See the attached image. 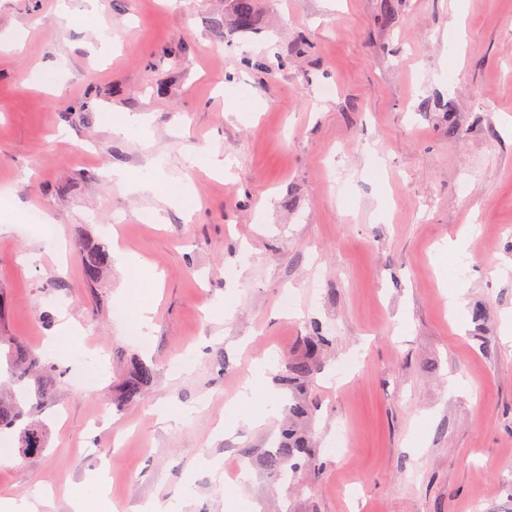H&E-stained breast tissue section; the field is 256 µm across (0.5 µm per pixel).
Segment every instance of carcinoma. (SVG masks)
Instances as JSON below:
<instances>
[{"label": "carcinoma", "mask_w": 512, "mask_h": 512, "mask_svg": "<svg viewBox=\"0 0 512 512\" xmlns=\"http://www.w3.org/2000/svg\"><path fill=\"white\" fill-rule=\"evenodd\" d=\"M234 14L239 28H249L254 14L253 0H234ZM111 262V255L103 249L84 250L81 266L85 281H97ZM326 342L327 338L318 331L305 337L301 354L288 362V369L281 376V382L292 390L293 398L288 404V424L281 429L277 447L268 451L261 461L264 473L272 481L297 485L301 473L317 463V449L311 446L299 422L311 414L312 402L305 387ZM0 358L5 359L9 368V382L0 384V438L11 442L19 458L30 459L48 446L49 427L40 415L54 394L61 371L11 336H0ZM155 377L152 365L136 355L129 357L127 373L117 386L118 406L139 402Z\"/></svg>", "instance_id": "obj_1"}]
</instances>
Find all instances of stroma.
I'll return each instance as SVG.
<instances>
[{"mask_svg": "<svg viewBox=\"0 0 512 512\" xmlns=\"http://www.w3.org/2000/svg\"><path fill=\"white\" fill-rule=\"evenodd\" d=\"M63 3L80 7L0 0V42L24 41L0 49V197L65 244L0 226V333L63 372V419L41 455H0V499L225 512L237 490L253 512H512V0H255L246 30L232 0H100L106 45L83 19L60 28ZM128 111L150 114L149 138L113 136ZM214 147L226 174L189 166ZM157 162L197 206L150 224L154 193L110 173L148 182ZM470 226L465 253H441ZM90 246L121 247L138 275L87 284ZM156 272L139 343L129 313ZM65 317L78 334L47 351ZM316 325L319 466L296 490L259 468L281 418L219 425L252 360L284 370ZM77 348L140 355L155 382L115 410L121 369L86 381ZM160 402L185 416L159 422Z\"/></svg>", "mask_w": 512, "mask_h": 512, "instance_id": "35a3bbf8", "label": "stroma"}]
</instances>
